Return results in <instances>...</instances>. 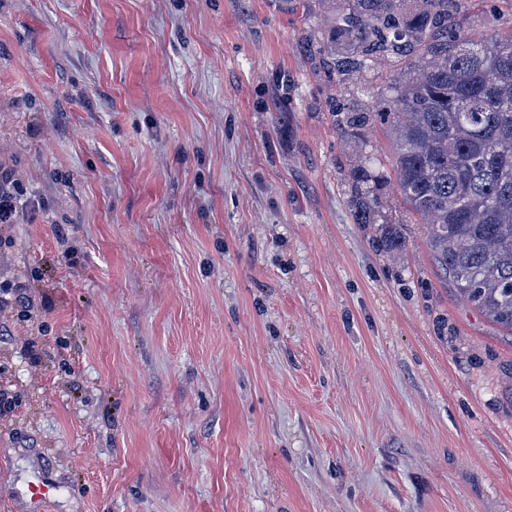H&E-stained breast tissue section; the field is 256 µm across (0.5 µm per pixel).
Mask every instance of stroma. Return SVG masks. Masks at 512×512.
<instances>
[{"instance_id": "1", "label": "stroma", "mask_w": 512, "mask_h": 512, "mask_svg": "<svg viewBox=\"0 0 512 512\" xmlns=\"http://www.w3.org/2000/svg\"><path fill=\"white\" fill-rule=\"evenodd\" d=\"M317 0H0V503L512 512V332L357 223ZM8 173L0 170V224H16L19 217L18 204L20 199L11 192L4 190V184H11ZM13 184V182H12ZM58 485L48 474L41 476L37 483L28 486L27 496L31 506L30 512L45 511L55 496Z\"/></svg>"}]
</instances>
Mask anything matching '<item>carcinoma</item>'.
<instances>
[{
    "mask_svg": "<svg viewBox=\"0 0 512 512\" xmlns=\"http://www.w3.org/2000/svg\"><path fill=\"white\" fill-rule=\"evenodd\" d=\"M468 2L330 0L316 53L338 79L398 66L371 106L335 113L336 127L365 149L362 131L385 126L397 189L427 225L440 276L512 330V29L472 34ZM348 176L357 223H378L387 173L368 151ZM381 232L388 251L403 248L394 225Z\"/></svg>",
    "mask_w": 512,
    "mask_h": 512,
    "instance_id": "cac0c4a2",
    "label": "carcinoma"
}]
</instances>
